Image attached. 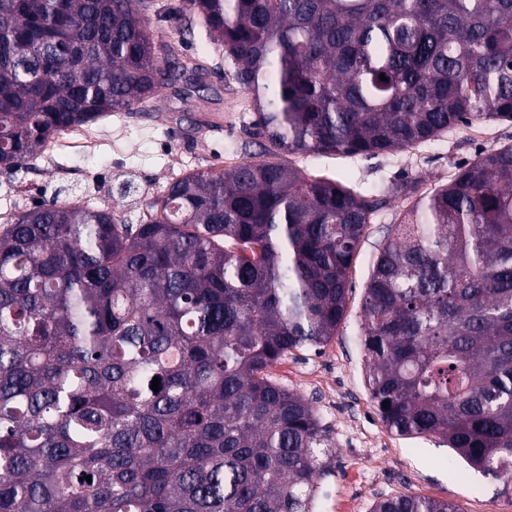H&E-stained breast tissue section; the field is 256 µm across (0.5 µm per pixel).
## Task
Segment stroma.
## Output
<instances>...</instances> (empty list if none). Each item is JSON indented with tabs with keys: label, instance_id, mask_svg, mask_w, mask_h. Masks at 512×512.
Masks as SVG:
<instances>
[{
	"label": "stroma",
	"instance_id": "obj_1",
	"mask_svg": "<svg viewBox=\"0 0 512 512\" xmlns=\"http://www.w3.org/2000/svg\"><path fill=\"white\" fill-rule=\"evenodd\" d=\"M152 25L183 32L184 16L172 13L178 0H146ZM184 34V32H183ZM182 54L216 57L208 36L184 34ZM211 108L223 127L200 135L170 125L171 112L190 113L178 89L165 90L158 112H125L84 128L90 152L61 143L48 157L14 171H0V222L55 199L87 200L122 212L126 223H142L150 201L175 178L193 171L228 170L265 157L266 141L255 133L246 93L224 65L209 77ZM512 144L511 122L472 121L437 140L372 157L282 155L283 163L328 175L361 193H383L405 179L426 193L447 183L481 154ZM402 200L388 199L367 225L349 273L345 318L321 351L304 349L284 357L272 376L305 397L329 430L336 472L322 480L315 512H369L378 498L412 494L447 500L461 512H512V498L499 495L496 481L463 462H449L448 447L433 438L405 439L387 430L364 382L365 354L359 326L364 287L372 263L399 220Z\"/></svg>",
	"mask_w": 512,
	"mask_h": 512
}]
</instances>
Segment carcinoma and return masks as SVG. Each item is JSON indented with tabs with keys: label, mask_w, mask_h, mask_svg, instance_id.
Wrapping results in <instances>:
<instances>
[{
	"label": "carcinoma",
	"mask_w": 512,
	"mask_h": 512,
	"mask_svg": "<svg viewBox=\"0 0 512 512\" xmlns=\"http://www.w3.org/2000/svg\"><path fill=\"white\" fill-rule=\"evenodd\" d=\"M142 7L0 0V170L179 82L207 101L209 67ZM180 11L219 43L271 154L375 156L512 121V0ZM409 191L387 190L408 205L365 285L366 388L390 432L439 439L512 498V146ZM383 203L243 161L171 182L143 224L52 202L0 226V512H314L332 444L270 370L336 336ZM371 512L461 509L403 494Z\"/></svg>",
	"instance_id": "1"
}]
</instances>
